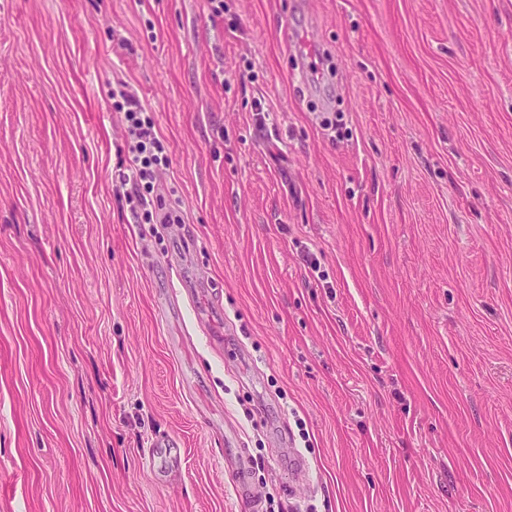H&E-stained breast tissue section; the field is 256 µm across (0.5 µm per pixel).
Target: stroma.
I'll use <instances>...</instances> for the list:
<instances>
[{"mask_svg": "<svg viewBox=\"0 0 512 512\" xmlns=\"http://www.w3.org/2000/svg\"><path fill=\"white\" fill-rule=\"evenodd\" d=\"M120 80L164 231L112 182ZM252 491L512 512V0H0V512ZM112 108L124 112L127 122L128 156L121 162L115 176L119 186L125 188L124 197L129 203L134 223H183L178 210L163 212L166 205L157 194V177L168 166L169 157L165 141L156 130L152 112L143 107L126 83L112 90Z\"/></svg>", "mask_w": 512, "mask_h": 512, "instance_id": "obj_1", "label": "stroma"}]
</instances>
